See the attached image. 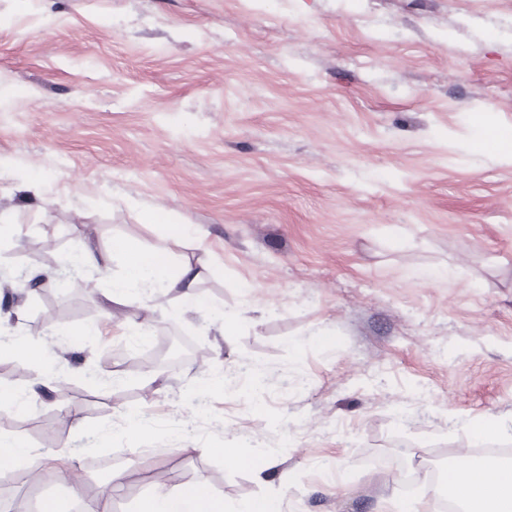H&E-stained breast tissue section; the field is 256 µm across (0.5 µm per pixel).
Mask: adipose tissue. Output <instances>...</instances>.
<instances>
[{"label": "adipose tissue", "instance_id": "ef3b65f1", "mask_svg": "<svg viewBox=\"0 0 512 512\" xmlns=\"http://www.w3.org/2000/svg\"><path fill=\"white\" fill-rule=\"evenodd\" d=\"M145 223L161 224L165 234L160 243L149 245L129 240L113 242L111 249L97 250L85 247L69 257L72 264L95 273L105 272L111 260L121 259L123 273L112 281V299L120 302L134 297L161 298L173 295L176 302L191 308L203 306L195 292L200 271L187 262H176L172 246L190 234L189 226L166 223L158 210L146 211ZM9 350H25L32 361L41 366L42 374L28 388L25 396L17 398L19 408H27L30 401L40 396L44 389L58 380L59 372L54 357L44 347L18 343L8 345ZM467 483L471 495L463 506V512H512V466H497L493 486H486L478 472H461L450 469L446 486L434 487V496H441L448 487ZM138 512H225L224 502L216 498L202 483H194L178 490L155 489L139 506Z\"/></svg>", "mask_w": 512, "mask_h": 512}]
</instances>
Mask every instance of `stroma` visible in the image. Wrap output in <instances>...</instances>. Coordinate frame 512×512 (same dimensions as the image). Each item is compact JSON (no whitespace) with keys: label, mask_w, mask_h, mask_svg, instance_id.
Masks as SVG:
<instances>
[{"label":"stroma","mask_w":512,"mask_h":512,"mask_svg":"<svg viewBox=\"0 0 512 512\" xmlns=\"http://www.w3.org/2000/svg\"><path fill=\"white\" fill-rule=\"evenodd\" d=\"M478 115L512 128V0H0V329L60 357L28 413L0 401L34 498L436 512V470L512 449V163L471 154ZM154 208L196 228L174 252L206 309L128 328L117 259L57 278L60 306L25 290L20 245L152 244ZM206 454L219 456L224 459V462L227 466L231 468H240L244 466H248L250 468L258 469L259 473L264 469V462L255 458L254 456H249L242 452L238 448H206ZM138 512H279L274 500L258 499L227 510L203 483H194L179 490L155 489L140 505Z\"/></svg>","instance_id":"35a3bbf8"}]
</instances>
